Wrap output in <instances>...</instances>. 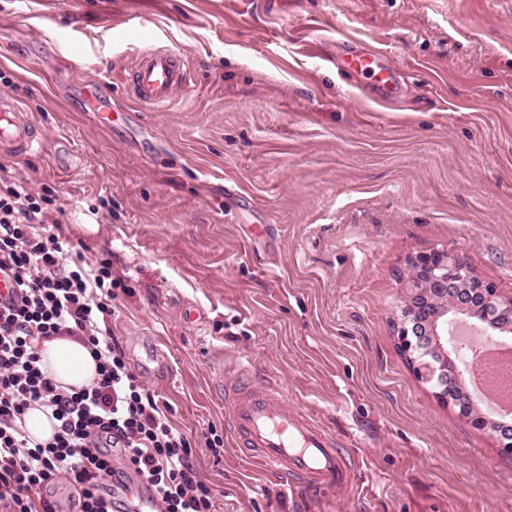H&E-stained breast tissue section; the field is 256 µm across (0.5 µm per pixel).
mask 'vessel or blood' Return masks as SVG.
Returning <instances> with one entry per match:
<instances>
[{"label": "vessel or blood", "mask_w": 512, "mask_h": 512, "mask_svg": "<svg viewBox=\"0 0 512 512\" xmlns=\"http://www.w3.org/2000/svg\"><path fill=\"white\" fill-rule=\"evenodd\" d=\"M336 66L349 75L367 78L374 100L385 103L402 89L401 75L382 48L357 40ZM186 71L181 58L169 51L142 55L130 92L140 103L161 106L184 85ZM43 138L11 98H0V154L25 156L41 149ZM251 363H239L236 376L224 384V412L237 447L277 474L296 476L308 494L343 489L351 485L354 471L336 448L333 439L316 424L312 415L292 406L282 387L256 386ZM128 501L131 512H150L149 488L128 476L116 489Z\"/></svg>", "instance_id": "b4317fda"}]
</instances>
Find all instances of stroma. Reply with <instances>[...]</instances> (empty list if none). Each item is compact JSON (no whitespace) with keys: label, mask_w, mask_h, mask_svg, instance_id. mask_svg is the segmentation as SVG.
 I'll list each match as a JSON object with an SVG mask.
<instances>
[{"label":"stroma","mask_w":512,"mask_h":512,"mask_svg":"<svg viewBox=\"0 0 512 512\" xmlns=\"http://www.w3.org/2000/svg\"><path fill=\"white\" fill-rule=\"evenodd\" d=\"M349 38L390 51L398 105L337 70ZM159 47L187 79L141 106L125 86ZM0 96L43 136L0 165L125 280L107 330L216 512H512V458L417 379L395 325L400 273L436 249L512 294V0H0ZM241 356L343 444L351 486L307 497L240 454Z\"/></svg>","instance_id":"1"}]
</instances>
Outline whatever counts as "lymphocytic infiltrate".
I'll return each instance as SVG.
<instances>
[{
  "mask_svg": "<svg viewBox=\"0 0 512 512\" xmlns=\"http://www.w3.org/2000/svg\"><path fill=\"white\" fill-rule=\"evenodd\" d=\"M48 203L24 183L0 181V271L17 287L0 307V512H62V482L76 493L73 512H124L112 483L131 471L152 487L153 512H212L215 492L191 441L101 328L120 280L105 262L92 275L67 264ZM55 336L83 338L98 365L91 386L65 390L43 370L37 343ZM35 405L56 422L44 444L22 427Z\"/></svg>",
  "mask_w": 512,
  "mask_h": 512,
  "instance_id": "lymphocytic-infiltrate-1",
  "label": "lymphocytic infiltrate"
}]
</instances>
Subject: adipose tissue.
I'll use <instances>...</instances> for the list:
<instances>
[{
    "label": "adipose tissue",
    "instance_id": "ef3b65f1",
    "mask_svg": "<svg viewBox=\"0 0 512 512\" xmlns=\"http://www.w3.org/2000/svg\"><path fill=\"white\" fill-rule=\"evenodd\" d=\"M43 366L62 388H82L97 377V366L79 337L62 336L41 341Z\"/></svg>",
    "mask_w": 512,
    "mask_h": 512
}]
</instances>
